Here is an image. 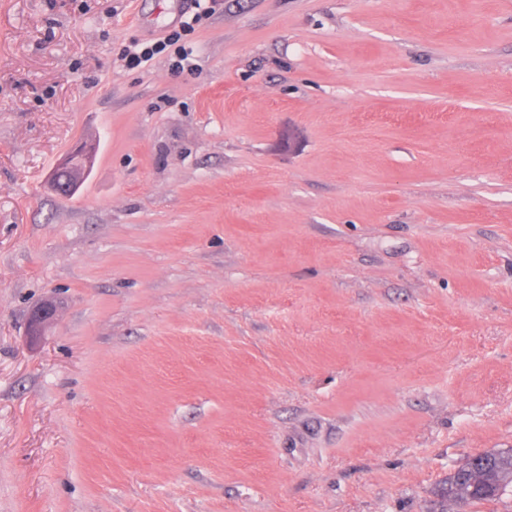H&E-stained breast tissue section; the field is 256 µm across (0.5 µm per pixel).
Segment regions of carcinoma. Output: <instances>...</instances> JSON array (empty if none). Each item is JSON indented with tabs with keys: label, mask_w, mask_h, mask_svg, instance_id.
I'll list each match as a JSON object with an SVG mask.
<instances>
[{
	"label": "carcinoma",
	"mask_w": 512,
	"mask_h": 512,
	"mask_svg": "<svg viewBox=\"0 0 512 512\" xmlns=\"http://www.w3.org/2000/svg\"><path fill=\"white\" fill-rule=\"evenodd\" d=\"M512 491V448L492 449L468 457L448 475L441 502H480Z\"/></svg>",
	"instance_id": "cac0c4a2"
}]
</instances>
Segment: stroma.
Instances as JSON below:
<instances>
[{
  "mask_svg": "<svg viewBox=\"0 0 512 512\" xmlns=\"http://www.w3.org/2000/svg\"><path fill=\"white\" fill-rule=\"evenodd\" d=\"M194 11L0 0V512H433L512 448V0H221L122 60ZM212 3V6L205 7L202 11L196 12L192 18L191 21H183L181 22V25L179 26V29L172 30L163 41H158L154 43L153 45H147L144 46L140 51H131L128 50L126 54L124 55V59L127 60V62L130 65H136L139 66L143 62H147L151 60L155 55L161 54L166 52L169 49H172V53L170 54V57L172 58V55L175 59L172 60V66L177 69H184L185 66L191 67L192 64H190V57L191 53H189L188 48L185 46V39L186 37L194 31V24L199 23L203 17L208 16L209 14L213 13L215 11V5L216 0L210 1ZM170 51V52H171ZM95 146L86 142L76 144L59 162L51 176L52 187L59 193H70L73 195L79 188L83 177L91 168L95 157ZM68 170L71 173L69 187H59L54 180L58 171ZM57 314V304L47 300L35 307L30 315L29 334L31 336H40L44 327L55 318Z\"/></svg>",
  "mask_w": 512,
  "mask_h": 512,
  "instance_id": "35a3bbf8",
  "label": "stroma"
}]
</instances>
